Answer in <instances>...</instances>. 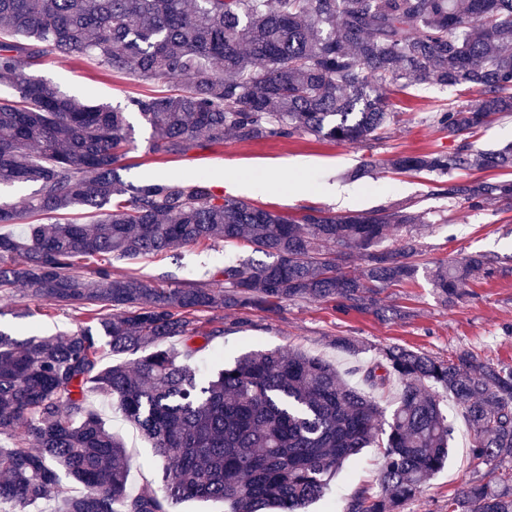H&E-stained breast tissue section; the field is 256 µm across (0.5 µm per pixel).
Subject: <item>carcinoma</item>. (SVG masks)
I'll return each instance as SVG.
<instances>
[{
  "mask_svg": "<svg viewBox=\"0 0 512 512\" xmlns=\"http://www.w3.org/2000/svg\"><path fill=\"white\" fill-rule=\"evenodd\" d=\"M0 34L31 40L27 55L0 40V187L36 186L31 213L101 212L90 224H26L0 232V289L21 286L46 302L88 312L95 326L19 341L0 331V512H173L187 500L225 512H302L344 464L384 449L380 493L346 512H401L448 462L453 396L474 433L473 459L490 468L448 499V512H512V368L464 351L446 361L399 346L364 371L401 390L387 412L341 385L336 368L297 351L252 349L212 376L193 359L224 335L206 332V309L274 310L293 300L377 310L372 289L414 278L412 225L427 212L382 209L299 219L218 197L201 178L126 183L120 171L127 112L89 105L26 74L47 55L91 56L145 80L183 79L176 93L130 100L153 131L152 152L184 153L199 137L219 143L308 132L360 142L389 125V87L435 81L478 96L433 123L454 136L512 113V0H0ZM399 171L442 178L437 194L478 208L512 200V181L461 180L474 166L512 168V146L474 154L399 156ZM404 244L384 245L389 229ZM242 241L252 255L224 262L210 286L155 288L136 274L76 259L135 260L208 241ZM470 254L427 271L446 304L494 275ZM108 313H100L101 309ZM112 355L100 364L95 334ZM181 336L180 349L168 341ZM112 399L154 449L165 497L127 493L124 442L87 409L88 393ZM81 486L74 495L63 478Z\"/></svg>",
  "mask_w": 512,
  "mask_h": 512,
  "instance_id": "1",
  "label": "carcinoma"
}]
</instances>
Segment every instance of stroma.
Here are the masks:
<instances>
[{"instance_id":"stroma-1","label":"stroma","mask_w":512,"mask_h":512,"mask_svg":"<svg viewBox=\"0 0 512 512\" xmlns=\"http://www.w3.org/2000/svg\"><path fill=\"white\" fill-rule=\"evenodd\" d=\"M27 73L50 80L80 101L123 108L131 98L168 94L182 84L177 77L150 81L113 72L95 60L75 56L41 59ZM475 96L471 89L429 82L391 92L394 121L376 140L336 143L300 133L242 142L228 136L220 143L202 139L187 152L168 155L151 151V129L138 116H131L132 138L121 175L136 185L157 177L181 180L199 175L213 194L224 197L237 193L225 184L224 173L243 172L251 185L237 194L258 208L288 217L313 209L341 214L394 205L430 213L429 223L418 232L417 276L376 294L380 304L389 308V315L343 312L334 304L310 301H287L274 311L245 313L224 308L201 312L198 328L220 320L224 335L200 352V372L212 374L255 348L302 350L333 364L348 385L358 388L362 385L359 366L377 360L380 348L388 345L420 351L437 360L470 351L512 367V202L494 201L478 209L454 206L436 196L435 175L399 172L389 164L397 155L448 153L465 143L488 152L512 142V114L456 136L431 122L433 112L466 106ZM331 184L355 188L360 195L354 203L341 206L325 191ZM249 252L243 244L219 241L180 248L133 266L115 261L110 270L115 275L132 271L151 285L171 288L185 281L210 282L226 260ZM471 253L494 259L497 273L471 284L454 304H442L426 278V269ZM86 320L80 309L43 302L20 287L0 295V330L19 339L70 333ZM88 405L126 444L128 492L161 491V473L150 445L110 399L93 394ZM443 411L455 427L448 463L407 502L404 512H444L448 498L476 474L472 434L460 408L450 398ZM382 457V449H363L331 480L326 495L309 505L308 512H344L355 495H376Z\"/></svg>"}]
</instances>
